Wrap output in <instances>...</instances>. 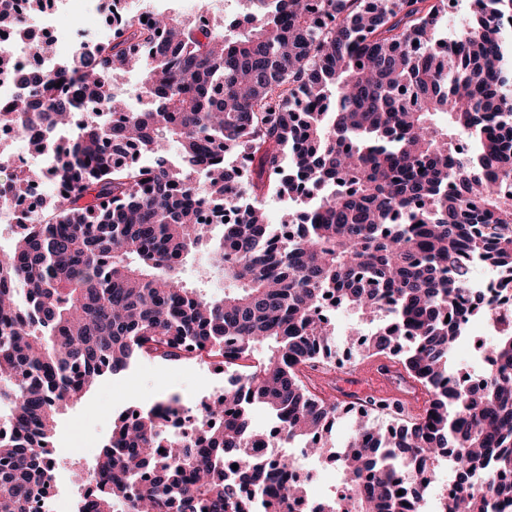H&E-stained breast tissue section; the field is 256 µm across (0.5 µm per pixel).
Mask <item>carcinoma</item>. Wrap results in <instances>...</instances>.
I'll list each match as a JSON object with an SVG mask.
<instances>
[{"instance_id":"obj_1","label":"carcinoma","mask_w":512,"mask_h":512,"mask_svg":"<svg viewBox=\"0 0 512 512\" xmlns=\"http://www.w3.org/2000/svg\"><path fill=\"white\" fill-rule=\"evenodd\" d=\"M235 2L246 30L116 15L110 39L52 75L17 71L0 47V75L18 87L0 129L54 156L46 173L0 182L3 207L36 182L54 188L48 212L15 225L0 255V512H32L57 481L58 416L101 379L142 357L192 350L229 366L262 346L210 405L224 427L198 447L169 437L154 407L117 416L90 468L72 463L79 512H289L292 491L273 480L293 460L247 447L257 408L282 441L335 462L346 512H419L450 448L479 483L441 512H492L489 499L512 497L499 481L512 471V329L486 347L475 381L454 376L451 359L485 313L469 269L493 270L512 292V0H474L449 43L445 0H322L323 27L310 0ZM3 30H26L11 0H0ZM135 69L140 111L118 87ZM83 99L104 117L58 142ZM246 192L253 204L213 239L199 211L236 210ZM270 196L291 207L279 227L266 221ZM203 247L221 296L179 275ZM328 299L382 319L351 335L368 357L401 356L429 395L426 414L385 431L358 418L337 451L323 437L343 410L299 370L336 354ZM226 459L241 463L233 477ZM141 473L149 483L131 496Z\"/></svg>"}]
</instances>
